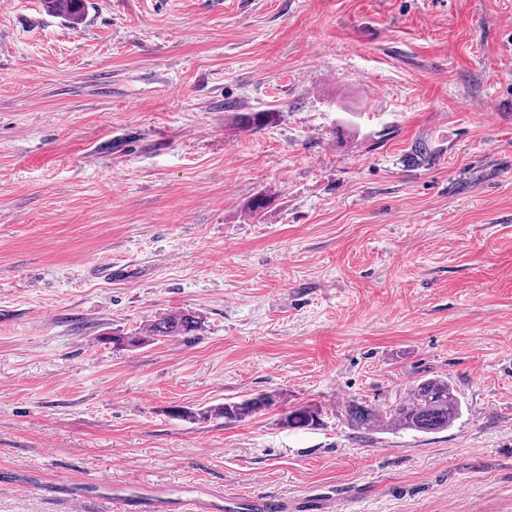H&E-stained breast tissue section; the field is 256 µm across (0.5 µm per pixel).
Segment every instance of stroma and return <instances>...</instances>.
Here are the masks:
<instances>
[{"mask_svg":"<svg viewBox=\"0 0 512 512\" xmlns=\"http://www.w3.org/2000/svg\"><path fill=\"white\" fill-rule=\"evenodd\" d=\"M184 309L195 339L101 340ZM431 376L448 430L342 415ZM309 403L321 427L283 426ZM85 478L512 512V0L0 5V512H70L36 482ZM280 393H260L239 401H227L198 409L173 407L170 415L174 419L191 423L208 422L215 419L242 421L280 402Z\"/></svg>","mask_w":512,"mask_h":512,"instance_id":"obj_1","label":"stroma"}]
</instances>
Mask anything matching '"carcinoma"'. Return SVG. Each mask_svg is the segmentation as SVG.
Instances as JSON below:
<instances>
[{
  "label": "carcinoma",
  "mask_w": 512,
  "mask_h": 512,
  "mask_svg": "<svg viewBox=\"0 0 512 512\" xmlns=\"http://www.w3.org/2000/svg\"><path fill=\"white\" fill-rule=\"evenodd\" d=\"M55 9L73 20L81 19L84 0H49ZM274 113L248 112L238 114V124L259 127L268 124ZM201 314L192 310H178L162 318L151 320L138 330L110 337L112 345L140 347L155 340L187 337L202 329ZM279 393H260L239 401H227L198 409L174 407L171 417L191 423L215 419L242 421L280 402ZM462 403L457 389L446 378L419 379L406 392L383 409L362 401L351 400L344 406L348 424L362 429L411 431L433 434L447 430L461 415ZM322 409L316 404H305L284 414L282 424L291 428H313L321 425Z\"/></svg>",
  "instance_id": "carcinoma-1"
}]
</instances>
